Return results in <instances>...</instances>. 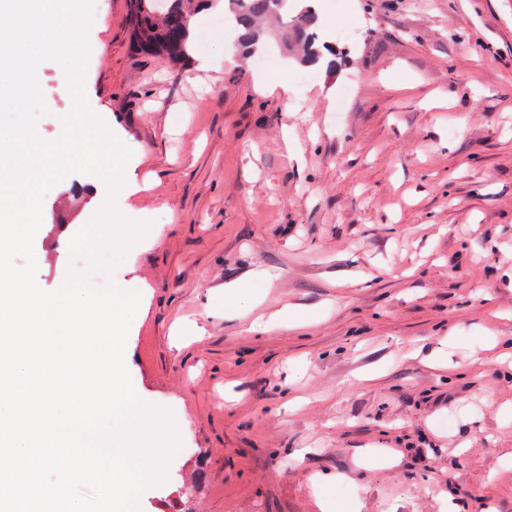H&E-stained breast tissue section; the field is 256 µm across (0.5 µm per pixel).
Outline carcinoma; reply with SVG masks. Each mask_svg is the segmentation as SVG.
Wrapping results in <instances>:
<instances>
[{
  "instance_id": "cac0c4a2",
  "label": "carcinoma",
  "mask_w": 512,
  "mask_h": 512,
  "mask_svg": "<svg viewBox=\"0 0 512 512\" xmlns=\"http://www.w3.org/2000/svg\"><path fill=\"white\" fill-rule=\"evenodd\" d=\"M314 0H224L230 18L243 29L239 42L245 54L255 55L265 49L263 32L256 22L268 17L292 16L293 23L282 35L283 44L300 46L303 57L318 63L323 58L324 45L318 42L316 28L320 17ZM189 0H168L164 12L155 9L154 0H129L137 51L146 55L166 57L179 64L189 58L191 27Z\"/></svg>"
}]
</instances>
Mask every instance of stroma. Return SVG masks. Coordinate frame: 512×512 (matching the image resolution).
<instances>
[{
    "label": "stroma",
    "instance_id": "stroma-1",
    "mask_svg": "<svg viewBox=\"0 0 512 512\" xmlns=\"http://www.w3.org/2000/svg\"><path fill=\"white\" fill-rule=\"evenodd\" d=\"M319 15L335 68L273 38L242 59L218 9L172 65L134 49L128 0H94L87 102L152 186L90 281L140 293L126 367L180 437L139 510L512 512V367L473 355L512 337V0ZM62 72L35 71L47 142ZM85 180L43 198L46 290L86 267Z\"/></svg>",
    "mask_w": 512,
    "mask_h": 512
}]
</instances>
